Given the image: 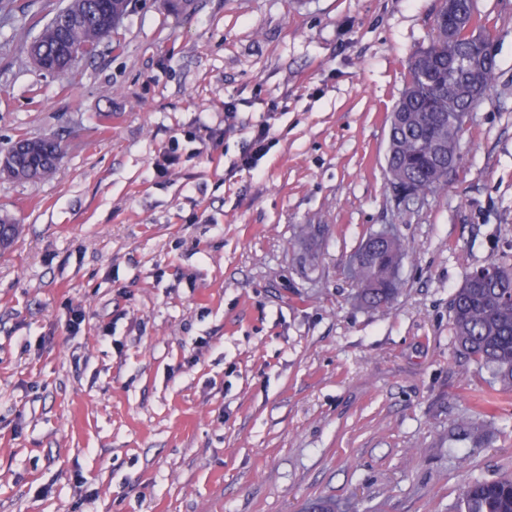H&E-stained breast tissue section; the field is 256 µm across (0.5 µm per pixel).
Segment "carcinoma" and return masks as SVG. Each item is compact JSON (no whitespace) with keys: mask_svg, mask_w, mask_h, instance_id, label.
Segmentation results:
<instances>
[{"mask_svg":"<svg viewBox=\"0 0 512 512\" xmlns=\"http://www.w3.org/2000/svg\"><path fill=\"white\" fill-rule=\"evenodd\" d=\"M129 0H67L42 28L38 52L62 72L71 68L70 52L92 56L120 25ZM464 21L448 33L445 10L432 23L429 44L408 63V79L395 112L398 121L389 133L390 166L401 186L411 194L435 195L448 189V155L460 166L463 127L460 112H471L476 96H485L496 80V62L477 70L471 61L480 48L473 41L476 19L473 0H459ZM63 153L61 141L33 162L25 159L7 177L37 181L54 175ZM19 225L0 216V251L12 246ZM411 247L400 237H371L356 254L350 277L359 286L358 298L368 308H388L403 287L400 267ZM484 287H462L452 303V326L464 355L484 368L494 382L512 390V264L493 261L484 267ZM459 512H512V477L473 479L460 497Z\"/></svg>","mask_w":512,"mask_h":512,"instance_id":"1","label":"carcinoma"}]
</instances>
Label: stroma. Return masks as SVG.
I'll return each instance as SVG.
<instances>
[{
    "instance_id": "obj_1",
    "label": "stroma",
    "mask_w": 512,
    "mask_h": 512,
    "mask_svg": "<svg viewBox=\"0 0 512 512\" xmlns=\"http://www.w3.org/2000/svg\"><path fill=\"white\" fill-rule=\"evenodd\" d=\"M65 3L0 0V156L64 148L52 178H0L23 226L0 255V512H456L512 473V391L450 317L468 271L512 261V0H473L497 80L448 190L399 207L389 118L438 0H131L95 57L17 66ZM386 224L413 252L372 309L344 269ZM474 392L498 398L480 446L455 430ZM270 127L259 126L253 133L251 147L241 158V165L247 168H255L257 161L266 153Z\"/></svg>"
}]
</instances>
